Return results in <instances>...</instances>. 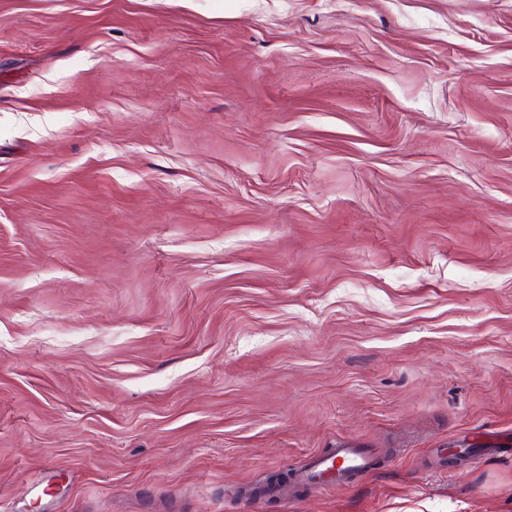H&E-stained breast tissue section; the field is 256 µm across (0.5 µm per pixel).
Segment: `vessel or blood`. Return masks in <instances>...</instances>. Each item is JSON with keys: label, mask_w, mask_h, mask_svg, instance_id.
<instances>
[{"label": "vessel or blood", "mask_w": 512, "mask_h": 512, "mask_svg": "<svg viewBox=\"0 0 512 512\" xmlns=\"http://www.w3.org/2000/svg\"><path fill=\"white\" fill-rule=\"evenodd\" d=\"M370 466L371 457L366 450L342 445L335 448L332 455L311 457L294 478L303 484L326 487L347 483L352 476L366 472Z\"/></svg>", "instance_id": "obj_1"}]
</instances>
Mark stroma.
I'll use <instances>...</instances> for the list:
<instances>
[{
  "mask_svg": "<svg viewBox=\"0 0 512 512\" xmlns=\"http://www.w3.org/2000/svg\"><path fill=\"white\" fill-rule=\"evenodd\" d=\"M492 429L512 0H0V512H512ZM371 457L363 448L339 445L330 456H313L306 466L294 475L295 481L326 487L347 483L352 476L366 472Z\"/></svg>",
  "mask_w": 512,
  "mask_h": 512,
  "instance_id": "1",
  "label": "stroma"
}]
</instances>
